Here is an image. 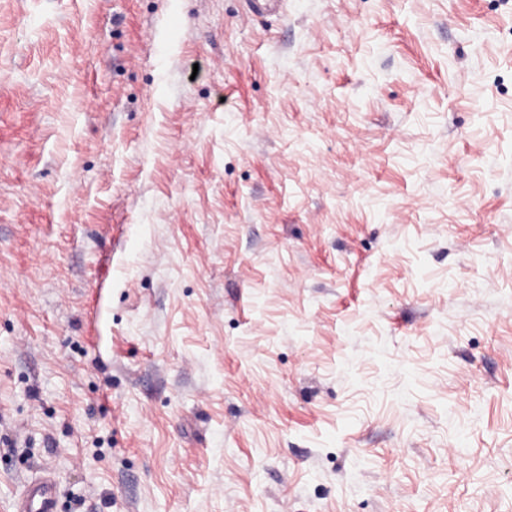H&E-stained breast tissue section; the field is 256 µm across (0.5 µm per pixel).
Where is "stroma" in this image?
<instances>
[{
	"label": "stroma",
	"mask_w": 512,
	"mask_h": 512,
	"mask_svg": "<svg viewBox=\"0 0 512 512\" xmlns=\"http://www.w3.org/2000/svg\"><path fill=\"white\" fill-rule=\"evenodd\" d=\"M512 512V0H0V512ZM57 507L56 482L50 476L30 482L14 503L15 512H58Z\"/></svg>",
	"instance_id": "stroma-1"
}]
</instances>
